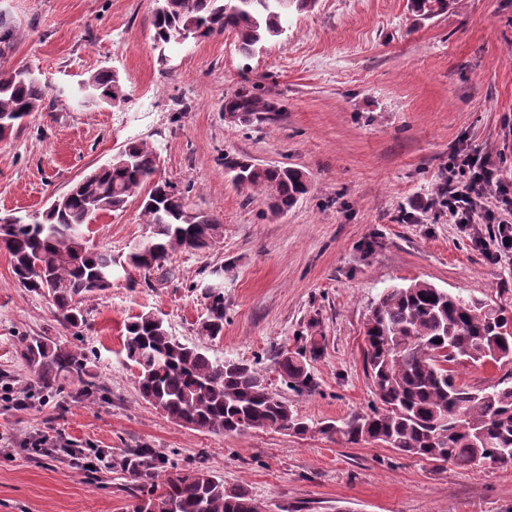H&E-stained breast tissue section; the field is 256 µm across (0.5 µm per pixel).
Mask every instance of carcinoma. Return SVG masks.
Listing matches in <instances>:
<instances>
[{"mask_svg": "<svg viewBox=\"0 0 512 512\" xmlns=\"http://www.w3.org/2000/svg\"><path fill=\"white\" fill-rule=\"evenodd\" d=\"M450 0H409L423 19L448 9ZM290 11L280 0H155L151 24L160 50L190 39L235 34L237 52L252 58L265 43L286 33ZM45 90L28 65L0 71V139L23 127ZM88 99L120 102L127 98L118 72L104 69L83 83ZM222 110L242 121L275 111L274 103L246 91L224 98ZM235 186L264 197L271 212L293 208L309 190L297 168L262 166L248 159L224 158ZM141 192L150 256L129 250L118 260L90 245L85 229L104 213L124 211ZM58 208L16 216L0 224V249L11 257L19 287L47 296L62 324L87 325L79 302L112 288L117 268L157 273L164 280L170 254L197 253L223 234L218 217L192 208L185 192L161 175L160 155L144 142L131 141L119 157L73 184ZM207 314L198 334L213 340L224 332V289L203 296ZM365 360L374 399L370 412L343 425L324 423L318 432L346 445L380 442L400 455L418 457L436 467L476 469L512 463V373L478 388L458 377L469 364L512 366V309L504 304L465 300L423 280L385 289L371 306L364 326ZM123 351L137 369L140 396L169 419L214 434H243L271 429L305 436L311 427L273 392L265 377L240 361L219 362L196 346L180 342L163 319L141 313L125 324ZM311 338L301 350L278 362L285 384L298 393L314 387L305 359L321 356ZM21 356L35 368L39 388L51 391L59 380H85L88 355L61 347L44 336L24 340ZM159 456L139 448L122 457L121 471L146 488L134 512H263L242 486L227 487L210 472L163 474Z\"/></svg>", "mask_w": 512, "mask_h": 512, "instance_id": "obj_1", "label": "carcinoma"}]
</instances>
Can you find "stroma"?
I'll return each instance as SVG.
<instances>
[{
  "instance_id": "obj_1",
  "label": "stroma",
  "mask_w": 512,
  "mask_h": 512,
  "mask_svg": "<svg viewBox=\"0 0 512 512\" xmlns=\"http://www.w3.org/2000/svg\"><path fill=\"white\" fill-rule=\"evenodd\" d=\"M153 0H0L13 31L0 70L31 65L46 84L22 131L0 141V219L46 208L124 144L147 142L163 174L195 208L224 224L205 251L174 252L165 282L117 271L86 302L87 327L62 325L49 301L18 288L0 251V512H132L128 474L86 471L69 456L26 448L35 433L120 458L148 447L175 471L202 470L245 486L266 512H512V464L437 468L376 445H344L317 431L368 412L364 321L394 285L424 280L466 299L512 306V254L489 263L496 225L478 238L430 200L460 142L489 152L512 175V0H451L416 19L406 0H317L251 59L232 34L159 53ZM119 73L129 98L82 100L91 74ZM263 89L275 102L250 122L229 120L227 95ZM303 170L309 192L285 214L237 189L225 156ZM139 198L98 217L91 244L124 255L144 235ZM224 269V334L198 335L195 285ZM210 358L257 368L313 426L224 436L166 417L140 396L122 354L124 324L143 312ZM45 336L81 348L105 399L78 381L39 392L21 342ZM323 346L308 394L282 384L281 353L306 337Z\"/></svg>"
}]
</instances>
